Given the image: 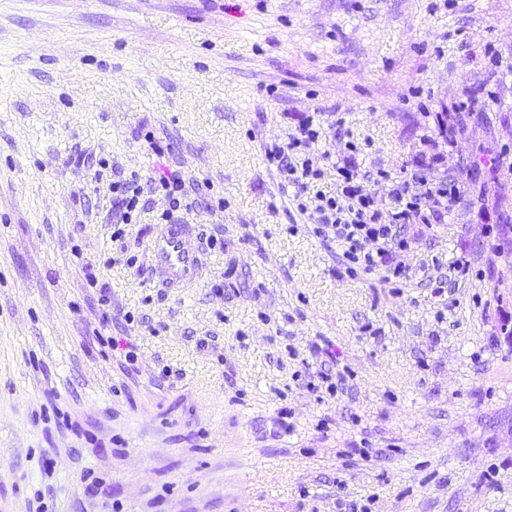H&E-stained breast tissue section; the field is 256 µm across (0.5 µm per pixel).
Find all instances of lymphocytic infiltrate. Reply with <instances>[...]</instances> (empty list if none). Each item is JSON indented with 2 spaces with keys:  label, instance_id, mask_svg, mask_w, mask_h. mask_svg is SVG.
<instances>
[{
  "label": "lymphocytic infiltrate",
  "instance_id": "f902f5d3",
  "mask_svg": "<svg viewBox=\"0 0 512 512\" xmlns=\"http://www.w3.org/2000/svg\"><path fill=\"white\" fill-rule=\"evenodd\" d=\"M293 121L286 141L264 144L265 161L295 188L296 208L306 217L313 234L339 247L345 273L382 271V286L399 292L403 280L409 277L403 255L410 248V227L444 223L463 197L458 182L441 173L447 152L458 146V124L451 122L446 107H439L424 125L422 149L416 159L403 166L396 177L377 170L378 181L392 184L390 206L383 211L376 207L373 193L364 185L368 174L362 169L361 151L354 142L346 143L345 155L336 166L339 193L330 196L318 189L322 170L312 149L325 133V119L316 110L294 115ZM147 189L167 201L161 214L163 221L173 219L175 211L185 205L186 180L180 171H158L146 177L134 172L114 181L113 239H123L127 225L136 223L140 197Z\"/></svg>",
  "mask_w": 512,
  "mask_h": 512
}]
</instances>
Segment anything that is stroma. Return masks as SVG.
Segmentation results:
<instances>
[{
	"mask_svg": "<svg viewBox=\"0 0 512 512\" xmlns=\"http://www.w3.org/2000/svg\"><path fill=\"white\" fill-rule=\"evenodd\" d=\"M468 96L488 105L456 114L444 168L485 185L510 231L487 237L463 203L415 233L400 294L340 275L262 142L286 113L336 110L364 168L396 173L424 109ZM79 152L116 178L173 167L211 186L223 208L184 216L224 241L200 281H148L160 201L144 194L112 241L109 182ZM499 153L512 161V0H0V512H35L39 490L48 512H512V180L468 167ZM463 253L480 275L436 295L432 264ZM108 255L107 325L85 267ZM316 344L348 369L336 395L303 381ZM53 391L71 427L35 422Z\"/></svg>",
	"mask_w": 512,
	"mask_h": 512,
	"instance_id": "obj_1",
	"label": "stroma"
}]
</instances>
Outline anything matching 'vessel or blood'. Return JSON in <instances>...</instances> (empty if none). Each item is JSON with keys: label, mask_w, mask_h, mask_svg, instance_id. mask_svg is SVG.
<instances>
[{"label": "vessel or blood", "mask_w": 512, "mask_h": 512, "mask_svg": "<svg viewBox=\"0 0 512 512\" xmlns=\"http://www.w3.org/2000/svg\"><path fill=\"white\" fill-rule=\"evenodd\" d=\"M202 268V249L193 225L174 221L156 229L149 269L151 281L165 288H179L198 281Z\"/></svg>", "instance_id": "1"}]
</instances>
